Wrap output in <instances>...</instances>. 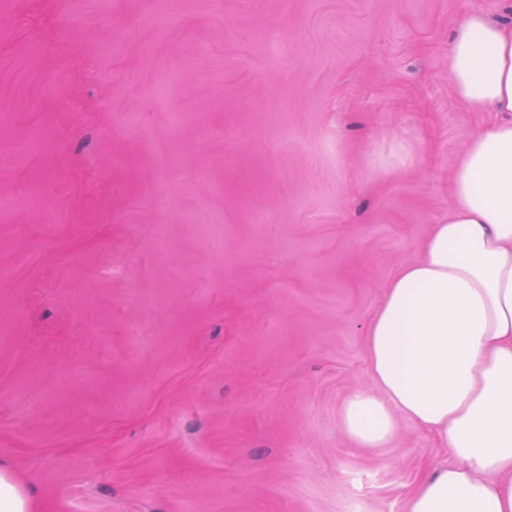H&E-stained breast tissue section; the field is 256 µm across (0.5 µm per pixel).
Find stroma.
<instances>
[{
  "mask_svg": "<svg viewBox=\"0 0 512 512\" xmlns=\"http://www.w3.org/2000/svg\"><path fill=\"white\" fill-rule=\"evenodd\" d=\"M503 8L0 0V468L33 512H404L448 454L353 447L341 407L493 118L448 28Z\"/></svg>",
  "mask_w": 512,
  "mask_h": 512,
  "instance_id": "1",
  "label": "stroma"
}]
</instances>
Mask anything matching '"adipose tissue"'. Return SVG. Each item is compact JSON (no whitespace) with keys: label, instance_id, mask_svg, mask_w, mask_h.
Returning a JSON list of instances; mask_svg holds the SVG:
<instances>
[{"label":"adipose tissue","instance_id":"1","mask_svg":"<svg viewBox=\"0 0 512 512\" xmlns=\"http://www.w3.org/2000/svg\"><path fill=\"white\" fill-rule=\"evenodd\" d=\"M448 80L497 118L468 140L447 216L366 321L373 386L344 402L341 429L380 448L407 421L447 449L405 512H512V4L453 23Z\"/></svg>","mask_w":512,"mask_h":512}]
</instances>
